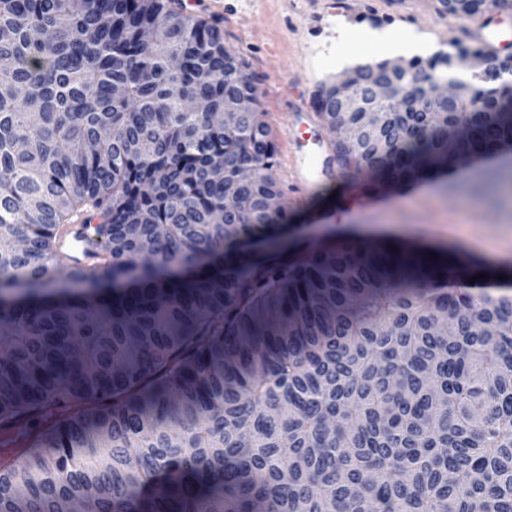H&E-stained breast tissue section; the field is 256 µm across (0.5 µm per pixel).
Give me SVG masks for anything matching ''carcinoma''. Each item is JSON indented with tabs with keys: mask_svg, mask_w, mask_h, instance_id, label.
<instances>
[{
	"mask_svg": "<svg viewBox=\"0 0 512 512\" xmlns=\"http://www.w3.org/2000/svg\"><path fill=\"white\" fill-rule=\"evenodd\" d=\"M466 18L471 0H443ZM408 61L376 136L319 110L370 193L512 142V61ZM0 429L44 415L0 512H512V296L480 263L355 238L249 257L288 224L248 63L179 0H0ZM246 98L227 125L210 113ZM98 270L72 269L75 224ZM112 286L92 294L79 284Z\"/></svg>",
	"mask_w": 512,
	"mask_h": 512,
	"instance_id": "carcinoma-1",
	"label": "carcinoma"
}]
</instances>
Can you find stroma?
<instances>
[{
	"label": "stroma",
	"instance_id": "35a3bbf8",
	"mask_svg": "<svg viewBox=\"0 0 512 512\" xmlns=\"http://www.w3.org/2000/svg\"><path fill=\"white\" fill-rule=\"evenodd\" d=\"M186 13L214 19L224 42L249 62L264 113L277 147L272 176L292 218L287 226L265 234L254 254L295 253L318 242L340 239L342 226L389 225L419 245L446 247L461 256L481 249L512 253V197L495 186L477 187L470 173L448 181L425 182L357 199L354 185L341 174L296 189L289 162L297 147L299 113L312 115L310 132L331 142L314 104L319 84L333 76L331 62L356 53L357 43L343 33L366 27L395 32L419 30L438 47L461 39L464 23L444 12L440 0H182Z\"/></svg>",
	"mask_w": 512,
	"mask_h": 512
}]
</instances>
